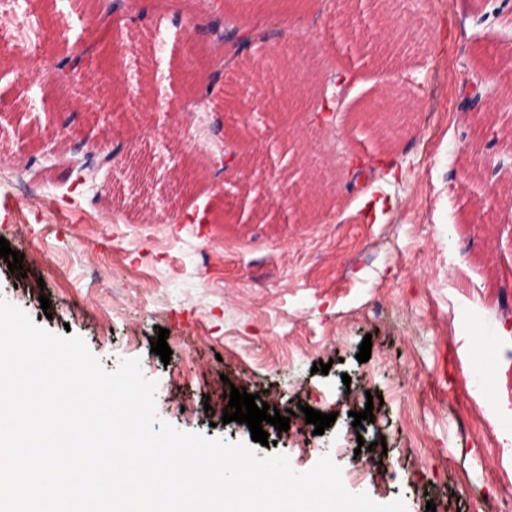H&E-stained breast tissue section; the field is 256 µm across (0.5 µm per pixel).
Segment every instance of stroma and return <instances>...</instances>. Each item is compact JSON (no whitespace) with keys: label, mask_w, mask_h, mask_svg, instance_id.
<instances>
[{"label":"stroma","mask_w":512,"mask_h":512,"mask_svg":"<svg viewBox=\"0 0 512 512\" xmlns=\"http://www.w3.org/2000/svg\"><path fill=\"white\" fill-rule=\"evenodd\" d=\"M238 8L141 0L108 25L86 0H28L19 15L0 0V113L19 119L0 132V237L24 256L14 272L0 259V297L52 333L82 337L106 370L140 359L157 383L158 420L179 430L250 441L247 424L221 421L235 386L293 412L287 432L266 425L271 443L258 455L283 454L298 472L330 456L348 491L403 500L406 512L430 501L436 512H512V445L497 428L512 419V226L481 222L478 210L486 190L512 194V175L463 179L474 157L512 152L472 119L477 98L512 100V69L488 62L512 54V0H401L394 18L410 44L398 51L376 50L375 25L357 28L359 54L324 38L325 0H307L281 25L282 43L311 59L297 86L353 107L396 85L419 108L418 123L387 146L343 114L322 132L303 114H276L247 136L208 105L184 111V61L206 52L202 37L187 36L191 17ZM307 32L318 45L301 41ZM119 35L115 91L89 77L75 105L72 91L17 78L73 45L96 43L108 59ZM130 102L159 133L133 144L135 178L101 169L64 185L68 154L49 151L51 140L76 130L111 139L99 110ZM221 148L261 180L303 154L318 204L287 220L273 210L254 218L250 202L219 192L235 170L201 172ZM367 195L381 211L363 204ZM199 210L207 223H187ZM163 328L167 363L151 351ZM480 330L491 351L475 346ZM321 360L328 374L313 372ZM371 394L383 397L373 421L353 427ZM302 403L336 413L334 424L315 434Z\"/></svg>","instance_id":"1"}]
</instances>
